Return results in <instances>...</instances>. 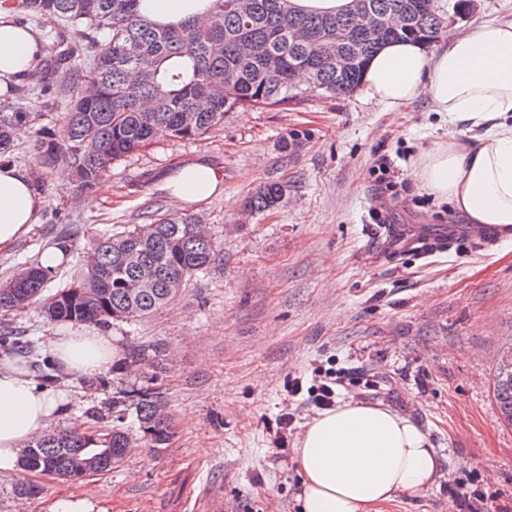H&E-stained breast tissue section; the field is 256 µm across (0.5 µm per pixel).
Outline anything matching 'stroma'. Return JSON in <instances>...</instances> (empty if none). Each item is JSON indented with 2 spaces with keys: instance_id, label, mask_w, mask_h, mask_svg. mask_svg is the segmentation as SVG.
Listing matches in <instances>:
<instances>
[{
  "instance_id": "obj_1",
  "label": "stroma",
  "mask_w": 512,
  "mask_h": 512,
  "mask_svg": "<svg viewBox=\"0 0 512 512\" xmlns=\"http://www.w3.org/2000/svg\"><path fill=\"white\" fill-rule=\"evenodd\" d=\"M44 47L27 100L0 92V118L26 104L7 162L33 168L40 131L59 135L72 90L57 85ZM427 100L386 111L360 91L302 104L238 108L205 137L163 140L117 161L84 191L70 172L40 170L43 206L31 231L0 252V280L39 259L70 228L57 281L81 269L100 236L151 223L156 209L199 217L217 243L207 275L145 319L106 324L121 357L144 351L125 376L60 377L68 402L53 430L90 425L87 412L119 390L151 389L169 414L167 447L140 445L108 474L72 483L0 473V512H49L93 490L104 512H200L204 489L224 512H298L295 448L317 415L307 393L335 371L337 401L390 408L424 431L442 466L423 497L382 512H455L458 484L490 512H512V426L498 418L492 384L512 347V241L427 258L385 257L383 224H458L461 216L419 190L412 162L447 137ZM203 159L224 173V194L188 203L167 181ZM387 164L379 172V164ZM288 184L278 209L243 211L269 181ZM43 341L53 332L41 302L0 309V334ZM302 378L304 393L288 383ZM294 421L277 439L281 414ZM42 486L19 501L18 483Z\"/></svg>"
}]
</instances>
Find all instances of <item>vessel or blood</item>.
<instances>
[{"instance_id":"1","label":"vessel or blood","mask_w":512,"mask_h":512,"mask_svg":"<svg viewBox=\"0 0 512 512\" xmlns=\"http://www.w3.org/2000/svg\"><path fill=\"white\" fill-rule=\"evenodd\" d=\"M385 234L394 241L400 251L410 252L425 258L446 250H458L469 246H485L501 240L512 239V230L504 227H488L477 224L470 225L465 233H456L448 229L447 233H423L409 235L400 227L386 225Z\"/></svg>"}]
</instances>
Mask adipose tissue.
<instances>
[{
	"mask_svg": "<svg viewBox=\"0 0 512 512\" xmlns=\"http://www.w3.org/2000/svg\"><path fill=\"white\" fill-rule=\"evenodd\" d=\"M218 0H139L156 25L203 21ZM35 35L0 8V78L32 70ZM362 92L391 112L428 98L448 136L421 150L414 175L423 191L473 224L512 227V18L484 21L466 33L447 29L433 49L416 42L384 45L368 63ZM176 197L202 202L224 192L223 172L205 162L183 165ZM43 204L29 170L0 163V251L36 224ZM45 347L63 374L97 377L118 356L111 336L64 323ZM63 397L38 389L17 362L0 363V472L15 471L22 447L62 410ZM300 512H380L422 497L438 481L441 460L428 435L398 413L349 401L307 423L295 450Z\"/></svg>",
	"mask_w": 512,
	"mask_h": 512,
	"instance_id": "obj_1",
	"label": "adipose tissue"
}]
</instances>
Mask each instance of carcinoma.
<instances>
[{
	"label": "carcinoma",
	"instance_id": "carcinoma-1",
	"mask_svg": "<svg viewBox=\"0 0 512 512\" xmlns=\"http://www.w3.org/2000/svg\"><path fill=\"white\" fill-rule=\"evenodd\" d=\"M7 6L34 19L53 13L92 43L73 96L67 103L68 137L61 143L48 133L36 150L49 169L67 168L84 189H90L128 154L160 140L200 138L240 107H283L299 104L315 93L346 94L361 81L366 62L380 48L353 27V12L312 15L285 9L286 0H219L218 11L204 25L187 21L161 27L138 11L139 0H6ZM379 14L400 10L406 25L386 33L383 42L436 41L444 20L439 0H355L354 9ZM104 35L98 41L95 35ZM354 58L338 71L320 47L336 39ZM75 41L56 57V70H70L71 59L83 55ZM307 75L300 87L296 74ZM27 118L17 112L0 119V153L10 147L13 126ZM285 182H269L247 195L244 211L263 213L281 206ZM197 217L156 210L151 228L128 229L102 236L93 263L73 274L53 293L45 294L54 271L30 263L0 284V309H22L43 301L49 321L107 324L143 319L174 301L168 285H182L208 271L216 242L198 236ZM153 269L147 288H130L141 269ZM33 358L38 381L48 387L57 376L37 343L25 336H1L0 350ZM496 410L512 425V380L493 384ZM136 399L142 440L163 448L170 439L169 416L154 392L124 391L112 397V418L96 416L92 431H47L22 451L19 466L28 473L76 482L104 475L129 454L130 434L123 427L126 400Z\"/></svg>",
	"mask_w": 512,
	"mask_h": 512
}]
</instances>
